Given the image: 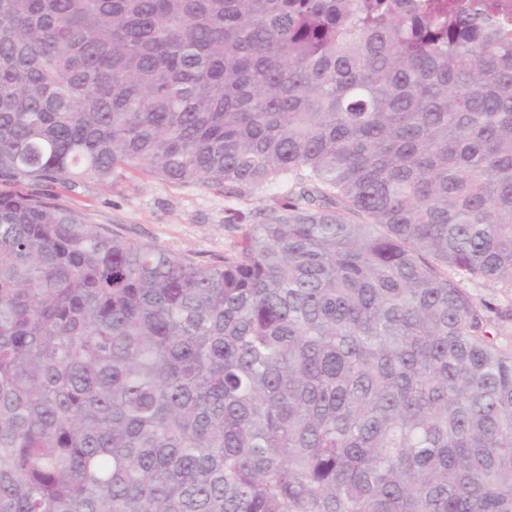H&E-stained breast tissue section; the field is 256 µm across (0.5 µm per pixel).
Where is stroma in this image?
Masks as SVG:
<instances>
[{"instance_id": "obj_1", "label": "stroma", "mask_w": 512, "mask_h": 512, "mask_svg": "<svg viewBox=\"0 0 512 512\" xmlns=\"http://www.w3.org/2000/svg\"><path fill=\"white\" fill-rule=\"evenodd\" d=\"M49 192L104 234L212 265L234 252L247 224L259 223L270 209L298 198L301 187L290 179L253 194L227 195L218 188L174 184L127 170L105 182L84 178L74 188L57 183ZM238 214L247 216V224L233 223Z\"/></svg>"}]
</instances>
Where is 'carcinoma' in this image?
<instances>
[{"mask_svg": "<svg viewBox=\"0 0 512 512\" xmlns=\"http://www.w3.org/2000/svg\"><path fill=\"white\" fill-rule=\"evenodd\" d=\"M270 210L224 263L33 190ZM359 220H353V217ZM512 36L470 0H0V512H512ZM462 288L480 307L490 306L493 309L512 310V288L501 285L490 286L485 283L463 282Z\"/></svg>", "mask_w": 512, "mask_h": 512, "instance_id": "carcinoma-1", "label": "carcinoma"}]
</instances>
